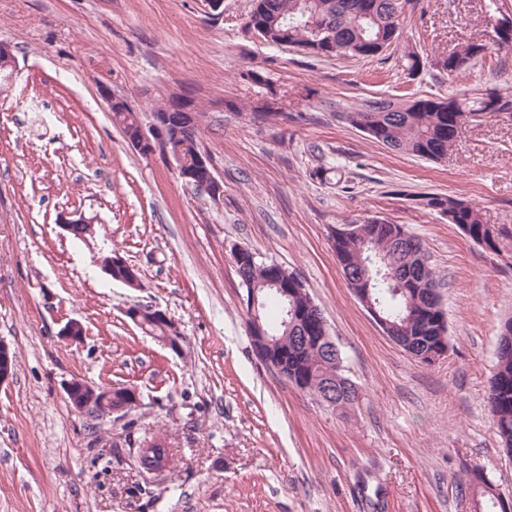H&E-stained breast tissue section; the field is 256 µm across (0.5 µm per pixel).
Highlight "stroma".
Returning a JSON list of instances; mask_svg holds the SVG:
<instances>
[{"label": "stroma", "mask_w": 512, "mask_h": 512, "mask_svg": "<svg viewBox=\"0 0 512 512\" xmlns=\"http://www.w3.org/2000/svg\"><path fill=\"white\" fill-rule=\"evenodd\" d=\"M253 0H0V512H474V465L512 493V459L486 395L500 324L512 317V243L482 249L423 196L475 203L512 226V121L462 127L440 161L397 153L337 108L413 93L512 92V51L490 48L459 78L434 65L487 39L480 0H418L380 56L314 57L247 32ZM419 53L416 75L407 50ZM174 93L192 99L224 193L132 148L107 96L142 124ZM277 99L281 113L253 110ZM93 219L76 241L61 215ZM380 217L419 239L441 280L448 352L427 364L386 336L349 287L332 228ZM282 264L323 311L360 398L321 405L265 365L248 336L232 251ZM116 254L141 285L109 279ZM163 311L179 351L125 311ZM71 320L81 340L61 337ZM129 386L127 419L166 438L171 473L147 481L113 454L123 422L74 410L66 384ZM126 419V420H127Z\"/></svg>", "instance_id": "obj_1"}]
</instances>
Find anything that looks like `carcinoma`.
Returning <instances> with one entry per match:
<instances>
[{
  "label": "carcinoma",
  "mask_w": 512,
  "mask_h": 512,
  "mask_svg": "<svg viewBox=\"0 0 512 512\" xmlns=\"http://www.w3.org/2000/svg\"><path fill=\"white\" fill-rule=\"evenodd\" d=\"M412 0H254L248 24L254 25L266 44L290 46L313 44L332 38L333 45L317 56L375 58L382 54V42L392 38L401 26V3ZM489 17L512 28V13L504 0H483ZM488 45L467 41L458 44L436 61L450 77L461 75L485 58ZM512 119V94L488 92L480 97L376 99L358 108L343 110L337 116L349 125L367 131L368 137L399 153L421 159L439 160L455 146L461 126L487 114ZM112 117L126 136L137 135L140 118L130 109H112ZM171 160L195 170L192 186L207 181L212 164L202 167L196 159L203 155L197 121L183 118L171 123L168 139L160 143ZM424 207L448 218L475 244L499 252L512 242V227L483 222L472 203L453 197L430 194ZM332 247L342 263L350 288L369 290L372 301L388 320L386 330L397 345L415 358L442 343L443 313L437 288L439 280L428 264L421 242L402 224L385 222L379 226L367 221L355 232L332 237ZM237 275L247 291L256 292L257 312L266 337H251L256 354L288 382L321 403L350 406L353 399L337 391L336 378L350 381L345 374L342 351L334 348L333 335L325 319L309 312L313 304L300 278L276 262L257 259L242 248L233 255ZM288 289V296L277 294L272 284ZM158 311L145 307L141 330L151 336L166 334L167 323L157 319ZM497 362L487 395V406L498 436L512 454V318L498 334ZM134 422L123 425L125 445L132 465L147 476L169 467L170 450L166 440L154 435L138 441ZM476 512H505L496 486L485 480L467 486Z\"/></svg>",
  "instance_id": "obj_1"
}]
</instances>
